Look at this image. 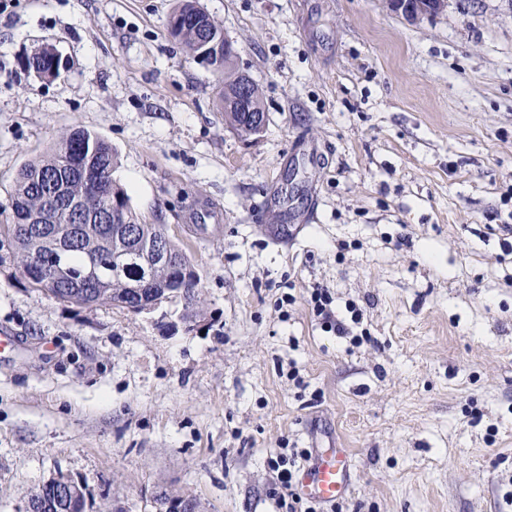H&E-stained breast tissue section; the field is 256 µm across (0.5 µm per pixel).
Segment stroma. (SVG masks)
Masks as SVG:
<instances>
[{
  "instance_id": "obj_1",
  "label": "stroma",
  "mask_w": 512,
  "mask_h": 512,
  "mask_svg": "<svg viewBox=\"0 0 512 512\" xmlns=\"http://www.w3.org/2000/svg\"><path fill=\"white\" fill-rule=\"evenodd\" d=\"M200 3L263 91L250 139L170 37L176 0L0 13V203L58 132L101 135L208 320L168 330L178 299H50L0 249V330L18 343L0 360V512L59 472L86 512H154L162 489L273 512L267 458L285 446L348 452L342 512H512V0H448L417 25L385 0ZM44 44L63 61L51 81L22 65ZM280 187L277 241L254 217ZM200 206L219 222L191 223ZM316 286L339 318L362 310L371 343L324 331Z\"/></svg>"
}]
</instances>
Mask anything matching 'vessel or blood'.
<instances>
[{
	"mask_svg": "<svg viewBox=\"0 0 512 512\" xmlns=\"http://www.w3.org/2000/svg\"><path fill=\"white\" fill-rule=\"evenodd\" d=\"M349 459L339 448L317 453L311 464L299 474L296 489L299 495L322 503L342 499L351 490Z\"/></svg>",
	"mask_w": 512,
	"mask_h": 512,
	"instance_id": "obj_1",
	"label": "vessel or blood"
}]
</instances>
